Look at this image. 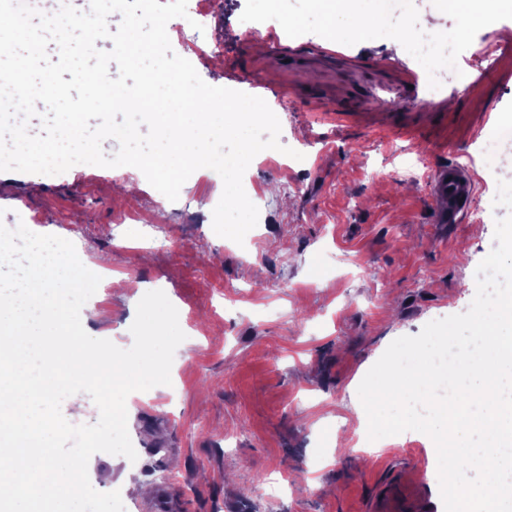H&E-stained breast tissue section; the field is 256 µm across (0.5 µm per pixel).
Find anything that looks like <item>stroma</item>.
Returning <instances> with one entry per match:
<instances>
[{
  "label": "stroma",
  "instance_id": "1",
  "mask_svg": "<svg viewBox=\"0 0 512 512\" xmlns=\"http://www.w3.org/2000/svg\"><path fill=\"white\" fill-rule=\"evenodd\" d=\"M245 4L197 0L211 14L203 33L180 40L174 19L167 29L206 83L263 98L280 121L283 151H261L244 173L248 198L267 207L250 242L214 232L222 179L209 168L161 208L143 173L123 166L0 173L1 224L28 208L32 232L107 255L122 278L89 299L107 316L86 325L90 336L130 348L136 305L153 290L186 335L170 384L126 400L137 460L94 454L90 483L119 491L125 512H156L165 487L181 512H369L394 481L444 512L430 437L369 441L357 389L393 340L475 296L471 273L495 245L497 219L476 210L512 173V155L496 170L478 159L482 138L512 120V19L492 24L491 55H459L432 105L424 68L398 41L291 38L273 20L249 35ZM411 152L425 158L417 179L399 175ZM465 154L477 158L466 220L432 223L428 179ZM119 208L130 213L122 224Z\"/></svg>",
  "mask_w": 512,
  "mask_h": 512
}]
</instances>
